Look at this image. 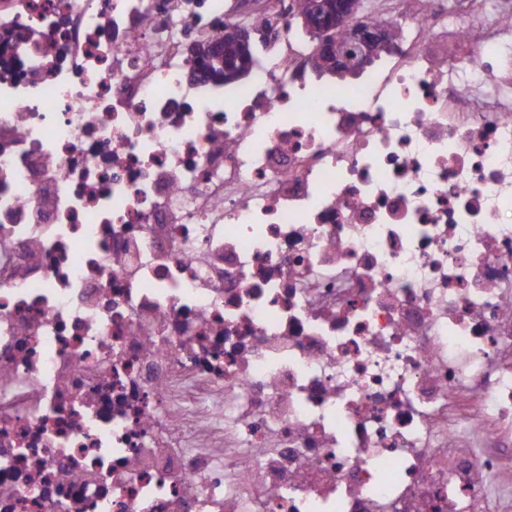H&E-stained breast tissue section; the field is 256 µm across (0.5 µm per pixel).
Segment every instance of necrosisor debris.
<instances>
[{"instance_id": "necrosis-or-debris-1", "label": "necrosis or debris", "mask_w": 512, "mask_h": 512, "mask_svg": "<svg viewBox=\"0 0 512 512\" xmlns=\"http://www.w3.org/2000/svg\"><path fill=\"white\" fill-rule=\"evenodd\" d=\"M374 14L0 0V512H512V0ZM358 0H313L309 11L301 17L302 26L305 32L317 35L318 41L312 56L310 65L317 75L326 73L337 75V73L348 72L355 74L361 69H343L360 64H367L374 57L379 49L391 48L393 30L385 24H358L353 18L359 8ZM342 33L340 38L332 33L334 30ZM336 69L327 64V59ZM380 56V52L375 57ZM226 24V32L231 38L243 46H247L257 34V30L251 24ZM211 43L221 45L224 49L223 60L224 63L231 65L233 68H241L245 72L251 69L258 63V57L254 52V47L251 45L246 49L242 45H237L230 41L228 36L224 35V26L222 33L215 38L211 39Z\"/></svg>"}]
</instances>
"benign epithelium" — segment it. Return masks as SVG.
<instances>
[{
	"label": "benign epithelium",
	"instance_id": "obj_1",
	"mask_svg": "<svg viewBox=\"0 0 512 512\" xmlns=\"http://www.w3.org/2000/svg\"><path fill=\"white\" fill-rule=\"evenodd\" d=\"M359 0H312L301 17L305 32L319 37L318 51L338 69L367 64L380 49L391 47L393 30L385 24H358L353 18ZM226 32L242 45H249L257 34L250 24L226 25Z\"/></svg>",
	"mask_w": 512,
	"mask_h": 512
}]
</instances>
